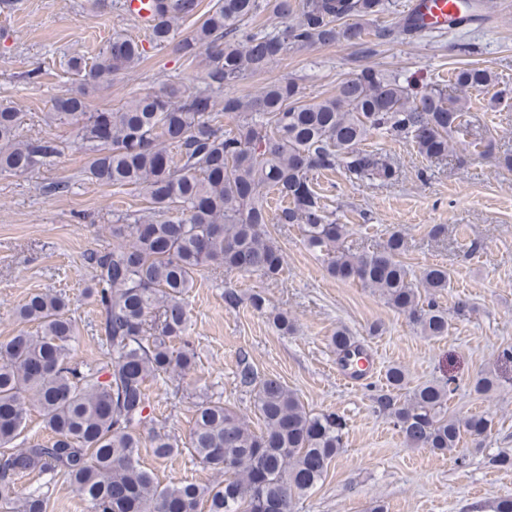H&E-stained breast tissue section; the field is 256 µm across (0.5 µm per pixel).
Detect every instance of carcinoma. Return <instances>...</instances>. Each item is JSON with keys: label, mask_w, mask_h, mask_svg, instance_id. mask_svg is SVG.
Listing matches in <instances>:
<instances>
[{"label": "carcinoma", "mask_w": 512, "mask_h": 512, "mask_svg": "<svg viewBox=\"0 0 512 512\" xmlns=\"http://www.w3.org/2000/svg\"><path fill=\"white\" fill-rule=\"evenodd\" d=\"M380 4L275 0L281 25L268 31L246 26L261 10L260 0H220L177 46L202 67L203 87L193 91L170 83L158 94H140L99 112L87 111L86 88L135 68L144 50L117 36L94 60H69L83 88L55 98L44 122L80 123L88 178L114 188L141 185L149 207L143 216H119L112 225L117 246L87 256L93 274L85 292L99 311L105 366L72 365L76 330L61 293L31 295L17 315L36 325L35 333L0 342V508L5 512H48L42 487L18 495V481L33 472L49 483H69L91 512H294L296 497L322 480L343 447L340 416L312 414L279 378H261L247 363L239 382L253 395L262 423L257 430L235 408L205 397L195 404L188 441L180 442L157 430L150 400L152 385L194 369L185 295L202 270L277 278L283 257L269 230L273 222L298 225L330 276L377 292L422 335H448V311L437 301L448 288V269L428 266L416 286L400 260L406 241L399 231L380 250H346L347 225L330 219L312 180L317 172L338 168L352 183H393L395 164L364 148L376 132L413 143L427 159L445 156L448 137L464 128L466 94L493 81L489 69H456L451 84L457 97L364 67L345 78L335 95L304 101L295 79L285 77L255 97H224V111L236 118L232 127L219 124L215 111V93L264 71L288 50L361 37V20ZM198 7L199 0H156L155 43L167 44L173 25ZM23 118L14 106L0 103V173L33 171L59 153L53 140L22 139ZM172 147L180 151L176 161ZM271 193L282 202L273 221ZM245 301L282 334L294 330L288 312L268 307L261 294L245 299L234 288L224 289L227 306ZM331 344L340 362L360 349L344 328L336 330ZM385 380L388 393L379 405L410 448L450 454L463 435L481 436L491 426L482 415L465 420L448 415L450 379L419 385L404 401L395 393L407 385L405 369L388 367ZM31 406L42 412L51 438L13 448ZM146 440L156 458L187 451L224 480L160 486L141 461Z\"/></svg>", "instance_id": "cac0c4a2"}]
</instances>
